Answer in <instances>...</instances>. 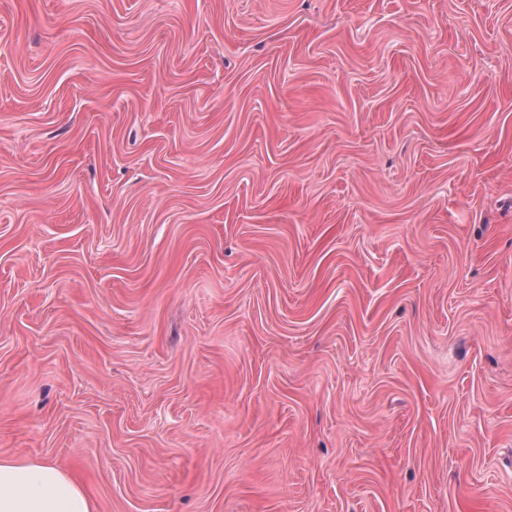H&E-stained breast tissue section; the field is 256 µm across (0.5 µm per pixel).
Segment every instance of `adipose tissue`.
Masks as SVG:
<instances>
[{
	"instance_id": "adipose-tissue-1",
	"label": "adipose tissue",
	"mask_w": 512,
	"mask_h": 512,
	"mask_svg": "<svg viewBox=\"0 0 512 512\" xmlns=\"http://www.w3.org/2000/svg\"><path fill=\"white\" fill-rule=\"evenodd\" d=\"M0 512H93V506L56 464L0 459Z\"/></svg>"
}]
</instances>
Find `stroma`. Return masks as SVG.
Returning <instances> with one entry per match:
<instances>
[{
    "mask_svg": "<svg viewBox=\"0 0 512 512\" xmlns=\"http://www.w3.org/2000/svg\"><path fill=\"white\" fill-rule=\"evenodd\" d=\"M0 458L512 512V0H0Z\"/></svg>",
    "mask_w": 512,
    "mask_h": 512,
    "instance_id": "35a3bbf8",
    "label": "stroma"
}]
</instances>
